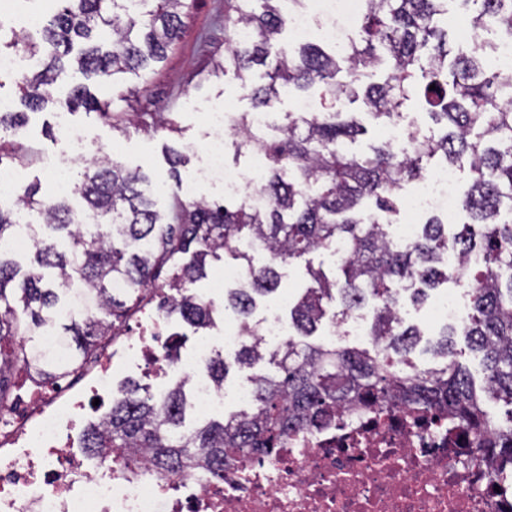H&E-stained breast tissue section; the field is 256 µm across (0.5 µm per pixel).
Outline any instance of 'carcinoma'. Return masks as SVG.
Returning a JSON list of instances; mask_svg holds the SVG:
<instances>
[{
	"instance_id": "carcinoma-1",
	"label": "carcinoma",
	"mask_w": 512,
	"mask_h": 512,
	"mask_svg": "<svg viewBox=\"0 0 512 512\" xmlns=\"http://www.w3.org/2000/svg\"><path fill=\"white\" fill-rule=\"evenodd\" d=\"M151 1L155 8L142 19L126 0H62L65 7L43 28L53 54L19 83L21 103L32 112L43 110L69 65L84 82L72 89L66 106L107 114L93 89L125 74L139 75L162 61L180 38L185 0L141 4ZM368 2L359 41L332 53L304 43L287 55L276 49L288 28L283 0H224L228 47L208 75L233 74L257 108L270 106L282 86L318 87L324 99L359 100L374 119L390 121L416 97L435 122H445L446 133L439 139L414 137L403 153L386 140L357 153L352 145L364 128L356 119L336 111L290 112L277 127L278 136L245 132L236 143L238 155L258 149L268 156L262 185L266 208L241 200L232 207L192 200L180 204L175 224L166 222L139 189L143 173L110 159L86 167L76 182L94 224L77 223L67 198L48 201L39 196L38 185L21 184L13 204H0V243L14 233L21 210L37 212L42 224L29 225L35 243L30 266L23 269L0 252V393L10 385L17 358L39 353L44 324L53 322L76 362L109 333L114 320L139 304L167 266L173 273L164 284L168 294L160 310L199 330L209 325L212 309L190 286L207 277L209 259L219 260L224 252L247 260L248 282L224 298V306L247 325L256 299L278 285L275 262L302 259L343 239L349 245L341 262L343 280L306 265L312 285L292 307L291 325L297 335L312 336L323 324L327 302L340 298L345 317L372 299L373 335L381 345L369 350L293 339L269 353L252 338L236 352L234 363L250 367L267 358L279 370L275 377L253 378L252 408L186 430L183 385H175L159 403L131 385L112 401L103 427L88 430L86 448H112L129 466L146 458L174 473L192 469L203 456L212 474L221 476L224 465L268 454L296 429L357 401L445 406L478 447L512 463V69L489 66L485 47L448 61V0ZM456 2L470 23L512 32V0ZM240 25L252 32L246 43L235 40ZM256 65L264 68L263 83L253 86L250 73ZM379 68L382 81H365ZM27 122L25 112H0V129L15 135ZM439 153L448 166H465L472 177L460 198L461 223L449 226L434 215L411 248L396 251L386 241L385 225L399 213L397 193L423 178ZM244 236L262 244L272 263L256 265L237 252L234 243ZM449 251L471 284L470 316L439 342L445 364L420 371L407 360L419 332L397 317L394 285L417 284L409 297L423 302L436 284L452 280L442 266ZM474 251L484 255V264L469 269L465 259ZM114 278L125 280L127 300L112 295ZM74 284L83 286L93 303L61 325L55 313ZM454 336L481 354L486 384L480 393L454 359ZM229 367L221 355L206 365L219 387ZM488 398L509 409L508 425L497 426L487 439L482 406Z\"/></svg>"
}]
</instances>
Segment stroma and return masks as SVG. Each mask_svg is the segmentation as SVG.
Instances as JSON below:
<instances>
[{"label":"stroma","mask_w":512,"mask_h":512,"mask_svg":"<svg viewBox=\"0 0 512 512\" xmlns=\"http://www.w3.org/2000/svg\"><path fill=\"white\" fill-rule=\"evenodd\" d=\"M186 2L184 33L166 59L140 75H125L118 85L100 91L111 111L131 114L133 122L124 130L113 129L110 119L94 112L65 111L63 99L82 81L80 73L72 68L60 76L53 91L54 104L30 114L20 139L28 162L20 174L23 180L40 181L43 197L54 195V181L42 163L44 157L64 160L70 175L76 178L87 161L101 157L108 147L112 160L144 174L146 197L153 201L155 210L168 214L182 196V178L191 176L201 162V148L209 132L205 113L226 108L234 113L251 111L248 91L238 79L209 74L213 62L224 56V0ZM63 115L86 132L83 157H73L65 147L58 128ZM174 147L186 150V160L176 179L169 175L168 162L169 151ZM309 264L323 269L329 277L341 275L335 257L322 250L310 254L308 262L279 265V289L258 298L251 322L261 321L268 308L281 298H296L309 284L305 274Z\"/></svg>","instance_id":"obj_1"}]
</instances>
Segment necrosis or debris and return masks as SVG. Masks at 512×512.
I'll return each mask as SVG.
<instances>
[{
    "label": "necrosis or debris",
    "mask_w": 512,
    "mask_h": 512,
    "mask_svg": "<svg viewBox=\"0 0 512 512\" xmlns=\"http://www.w3.org/2000/svg\"><path fill=\"white\" fill-rule=\"evenodd\" d=\"M365 6V0H307L305 9L289 12V28L297 40L316 36L339 47ZM233 125L232 112L211 113L204 163L182 192L198 198L220 185L225 194L264 206L256 189L264 155L255 154L247 170L224 160ZM456 180L453 169L430 171L406 200L410 219L387 230L395 249L415 242L417 214L436 211L457 223ZM157 297L147 290L131 311L134 325L102 337L55 378L15 365V381L0 399V512H512V465L478 453L444 409H340L329 425L301 428L276 453L226 465L220 477L204 467L177 474L146 462L127 468L116 464L113 451L88 452L87 428L112 412L117 359H131L163 387L176 378L192 382L191 409L200 419L232 401L254 402V384L227 392L202 376L199 362L211 339L199 341L194 359L167 357L175 338L155 311ZM493 466L501 475L491 485L485 473Z\"/></svg>",
    "instance_id": "4bbe7bcc"
}]
</instances>
